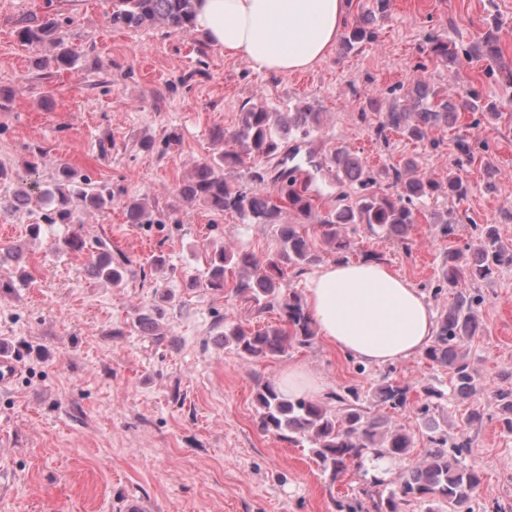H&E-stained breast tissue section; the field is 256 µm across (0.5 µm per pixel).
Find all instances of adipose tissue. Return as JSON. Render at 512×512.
<instances>
[{
    "mask_svg": "<svg viewBox=\"0 0 512 512\" xmlns=\"http://www.w3.org/2000/svg\"><path fill=\"white\" fill-rule=\"evenodd\" d=\"M349 0H197L194 26L225 56L262 74L313 67L334 47ZM308 310L321 336L353 359L392 365L425 348L435 317L423 294L384 263L330 264L306 283ZM281 393L317 399L327 383L302 364L277 377Z\"/></svg>",
    "mask_w": 512,
    "mask_h": 512,
    "instance_id": "obj_1",
    "label": "adipose tissue"
}]
</instances>
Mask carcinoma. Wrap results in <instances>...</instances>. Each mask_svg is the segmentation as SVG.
I'll use <instances>...</instances> for the list:
<instances>
[{
  "label": "carcinoma",
  "mask_w": 512,
  "mask_h": 512,
  "mask_svg": "<svg viewBox=\"0 0 512 512\" xmlns=\"http://www.w3.org/2000/svg\"><path fill=\"white\" fill-rule=\"evenodd\" d=\"M196 0H112V22L138 27L143 24H163L175 31H187L193 25ZM18 37L28 44H50L58 49L53 62L58 67L72 65L71 52L62 47L57 36V25L47 20L21 28ZM375 21L361 17L344 36V43L351 47L364 41L375 40ZM432 54L453 70L463 61L473 57L494 61L500 56L498 38L492 31L483 34L468 48L457 50L448 42L435 38L431 43ZM454 98L419 83L406 98V103L393 106L385 113L376 129V135L386 136V131H401L409 138L420 141L433 127L456 118ZM320 123L319 113L304 105L295 112H273L262 105L243 107L238 127L231 134L217 131L214 138H224L239 145L241 151L226 150L209 162L197 165L192 177L177 186L183 200H202L220 213H235L250 224H278L283 246L262 261L246 251H233L224 247L208 253L204 278L195 285L211 290H226L252 301L260 313H275L279 323L257 330H247L234 321H224V345L232 346L246 360L262 362L266 359L285 357L294 347L311 345L315 337L312 319L301 295L295 291L285 294L281 281L287 270L300 276L306 269L320 261L298 225L288 223V210L308 217L312 213V198L308 186L300 185L284 166L288 157L287 140L290 130L306 135ZM250 162L248 188L231 180V174ZM329 162L342 175L343 181L356 185L362 194L336 206L321 221V235L325 245L342 258L351 246V238L341 232V227L365 224L372 232L405 238L407 229L415 223L409 204L415 198L432 196L442 184L432 178L417 174L416 163L408 161L404 170H392L394 195L371 191L376 179L362 161L342 148L330 154ZM276 179L288 186L274 201L258 189L271 171ZM39 194L55 207L46 215L49 224H61L68 231L59 239L64 251L80 252L82 238L71 230L80 213L101 209L111 196L106 187H82L76 173L62 166L57 171L55 183L45 188L37 181L13 193L10 206L16 210L28 204L33 194ZM97 254L88 271L118 287L123 282L127 259L112 254V247L98 241ZM463 253H448L439 279L443 287L453 294V303L442 312L436 325L435 336L425 347V358L433 366L451 372V391L456 397L468 400L476 395L478 383L470 363L460 355L461 343L473 338L479 329L478 305L480 298L458 288L461 279L469 277L483 280L500 266H512V252L500 245L495 227L483 228L480 247L475 253V263L460 264ZM253 270L254 277L235 274V270ZM412 387L383 376L374 392H364L355 386H345L327 394L326 400L288 398L276 384L267 379L259 384L256 395L259 427L278 438L294 444L309 443L311 459L332 479L347 470L348 464L358 467L366 460H385L390 464L401 461L410 452L414 436L402 429L383 430L385 420L371 411L373 399L394 411L410 408ZM423 394L419 412L427 416L439 407L448 394L430 384L421 385ZM493 399L503 416L504 428L512 433V386L494 392ZM431 447L422 462L407 469L400 480L391 485L373 476L375 489L366 492L369 501H336V512H401L404 504L419 503L424 512H459L477 491L481 476L472 466L464 463L465 452L471 440L450 439L448 433L434 426L429 436Z\"/></svg>",
  "instance_id": "carcinoma-1"
}]
</instances>
